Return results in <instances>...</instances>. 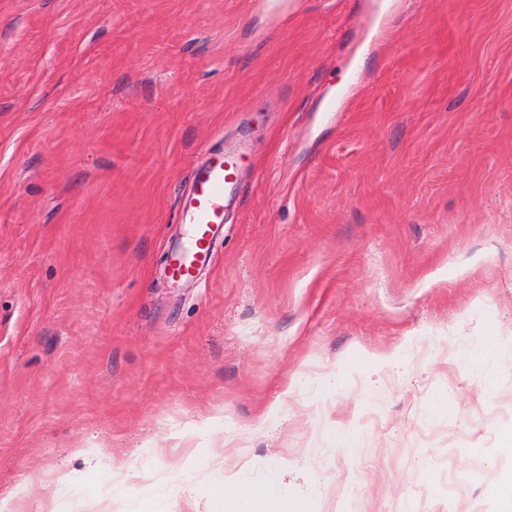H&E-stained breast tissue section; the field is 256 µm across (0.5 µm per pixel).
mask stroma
<instances>
[{
  "label": "stroma",
  "instance_id": "1",
  "mask_svg": "<svg viewBox=\"0 0 512 512\" xmlns=\"http://www.w3.org/2000/svg\"><path fill=\"white\" fill-rule=\"evenodd\" d=\"M511 427L512 0H0L5 512H504ZM237 160L225 155L208 157L193 168L191 189L181 198V216L189 224L185 241L172 251L168 276L173 282L191 280L212 263V243L224 228V208L239 192ZM223 500L221 511L225 512H306L301 504L282 496L274 485L257 489L246 480H238L230 494L224 490Z\"/></svg>",
  "mask_w": 512,
  "mask_h": 512
}]
</instances>
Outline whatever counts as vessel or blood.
<instances>
[{
	"mask_svg": "<svg viewBox=\"0 0 512 512\" xmlns=\"http://www.w3.org/2000/svg\"><path fill=\"white\" fill-rule=\"evenodd\" d=\"M236 167V159L217 155L193 168L191 189L181 200L182 221L189 226L187 237L168 262L172 281L194 279L211 264L212 243L224 228V208L239 192Z\"/></svg>",
	"mask_w": 512,
	"mask_h": 512,
	"instance_id": "b4317fda",
	"label": "vessel or blood"
}]
</instances>
